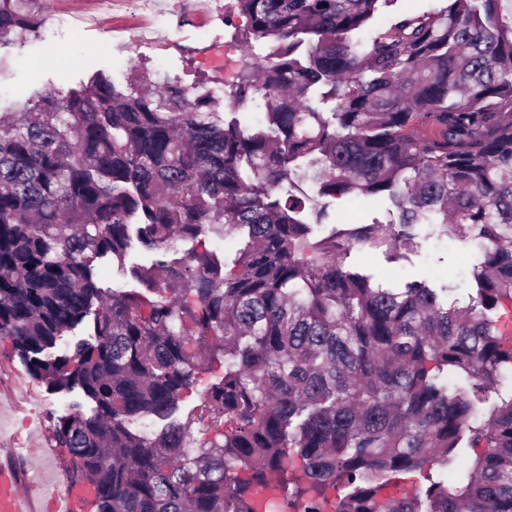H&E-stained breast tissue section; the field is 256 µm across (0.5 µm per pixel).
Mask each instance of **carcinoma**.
<instances>
[{
	"label": "carcinoma",
	"instance_id": "1",
	"mask_svg": "<svg viewBox=\"0 0 512 512\" xmlns=\"http://www.w3.org/2000/svg\"><path fill=\"white\" fill-rule=\"evenodd\" d=\"M391 2L235 0L269 52L224 119L144 72L128 94L99 73L0 112V338L93 404L51 442L95 512H512V12L448 0L360 39ZM38 3L0 0V47L39 29ZM257 94L247 129L236 110ZM327 196L387 199L398 220L312 243ZM425 224L477 246L468 303L346 264L358 247L407 258ZM209 234L242 237L232 263L179 254ZM103 258L141 289L99 287ZM90 315V339L48 353ZM214 364L199 442L177 413ZM424 467L428 485L384 495Z\"/></svg>",
	"mask_w": 512,
	"mask_h": 512
}]
</instances>
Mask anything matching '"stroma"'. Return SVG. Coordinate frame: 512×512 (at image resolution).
<instances>
[{
    "label": "stroma",
    "instance_id": "stroma-1",
    "mask_svg": "<svg viewBox=\"0 0 512 512\" xmlns=\"http://www.w3.org/2000/svg\"><path fill=\"white\" fill-rule=\"evenodd\" d=\"M42 24L37 35L0 48V108L8 109L33 92L68 91L92 75L102 73L120 91H128L129 77L138 67L158 80H178L192 95L226 101L247 63L267 52L265 42L244 47L240 33L246 17L233 0H215L211 13L200 22L177 25L178 0H149L147 10L132 14L116 0H41ZM63 48L54 63H44L47 42ZM224 49V64L197 54L201 45ZM328 218L315 226V237L343 224H386L397 214L389 201L365 204L356 199H328ZM476 250L449 240L438 230L423 226L418 247L409 259L391 261L385 253L353 251L351 264L363 267L376 282L389 288L425 278L454 287L455 298L466 300L472 288ZM72 394L53 392L34 380L9 340L0 338V463H8L24 481L64 493L73 480L67 455L50 446L51 427L63 415Z\"/></svg>",
    "mask_w": 512,
    "mask_h": 512
}]
</instances>
